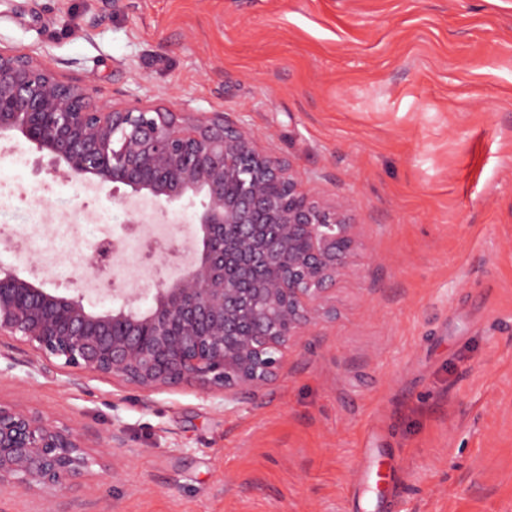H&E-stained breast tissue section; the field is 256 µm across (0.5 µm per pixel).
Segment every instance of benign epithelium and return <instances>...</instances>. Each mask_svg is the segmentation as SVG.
<instances>
[{"label": "benign epithelium", "mask_w": 512, "mask_h": 512, "mask_svg": "<svg viewBox=\"0 0 512 512\" xmlns=\"http://www.w3.org/2000/svg\"><path fill=\"white\" fill-rule=\"evenodd\" d=\"M15 135L66 179L129 189L120 204L132 233L146 223L133 199H152L165 220L172 205L202 198L189 262L178 239L144 235L149 258L181 264L175 277L154 269L148 307L141 289L108 279L121 304L91 310L80 288L61 292L0 266V337L146 396L194 386L231 405L258 395L288 351L333 315L336 280L363 247L347 205L315 196L291 161L262 150L226 114L114 108L91 84L0 50V140ZM120 251L117 240L95 246L92 275L105 277ZM92 464L79 431L0 402V492L60 498Z\"/></svg>", "instance_id": "7a95c632"}]
</instances>
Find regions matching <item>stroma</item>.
I'll use <instances>...</instances> for the list:
<instances>
[{
  "mask_svg": "<svg viewBox=\"0 0 512 512\" xmlns=\"http://www.w3.org/2000/svg\"><path fill=\"white\" fill-rule=\"evenodd\" d=\"M0 49L119 108L226 113L365 243L335 319L228 407L0 338V401L78 429L94 459L65 497L6 491L0 512H512V0H0ZM37 157L0 141V266L111 307L91 243L64 261L49 242L64 210L121 236V194ZM29 212L43 249L12 231ZM381 466L396 486L353 494Z\"/></svg>",
  "mask_w": 512,
  "mask_h": 512,
  "instance_id": "obj_1",
  "label": "stroma"
}]
</instances>
